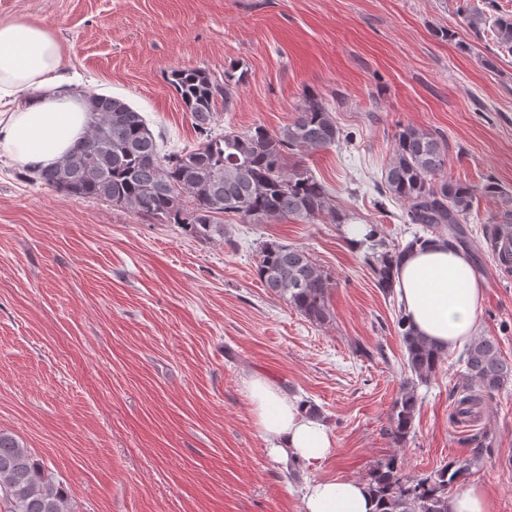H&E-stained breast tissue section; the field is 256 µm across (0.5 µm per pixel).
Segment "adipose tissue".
I'll list each match as a JSON object with an SVG mask.
<instances>
[{
    "instance_id": "ef3b65f1",
    "label": "adipose tissue",
    "mask_w": 512,
    "mask_h": 512,
    "mask_svg": "<svg viewBox=\"0 0 512 512\" xmlns=\"http://www.w3.org/2000/svg\"><path fill=\"white\" fill-rule=\"evenodd\" d=\"M62 44L52 27L23 18L0 20V151L35 173L54 165L83 136L91 115L84 96L60 74ZM405 317L422 336L452 350L476 327L483 288L467 254L437 240L407 254L395 274ZM248 393L258 425L277 458L311 464L333 441L325 425L261 376ZM303 512H374L364 483L314 478Z\"/></svg>"
}]
</instances>
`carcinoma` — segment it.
<instances>
[{"label": "carcinoma", "mask_w": 512, "mask_h": 512, "mask_svg": "<svg viewBox=\"0 0 512 512\" xmlns=\"http://www.w3.org/2000/svg\"><path fill=\"white\" fill-rule=\"evenodd\" d=\"M470 29L491 24L497 46L512 53V14L468 12ZM242 77L225 72L218 81L197 67L170 71L168 83L189 112L202 141L195 147L161 153L146 119L127 102L109 95L88 94L92 119L86 133L57 163L37 174L42 186L69 196L107 201L160 224H177L199 240L224 238V216L251 224L279 219L312 223L326 219L342 224L325 185L301 164L304 155L339 141L336 118L326 99L304 92L292 122L270 131L263 125L243 130L215 131L216 107L231 112ZM448 155L436 134L405 125L393 143L391 163L382 190L406 207L407 223L420 224L449 245L465 242L460 225L471 216L474 199L502 193L498 184L482 186L437 179ZM192 207L183 204V197ZM357 248H367V260L378 287L394 293L393 268L402 254L426 237L413 235L404 246L389 245L375 224ZM498 261L512 266V208L490 216L485 225ZM256 272L262 286L315 324L330 321V276L306 249L266 242L259 250ZM397 332L411 372L394 402L391 435L406 442L414 429L417 389L428 384L448 351L417 334L404 315ZM466 367L455 410L469 421L484 399L512 381V361L502 357L498 343L476 336L463 353ZM482 448L471 457L450 461L426 477L414 478L393 455L376 466L368 482L376 512H448V487L464 480L481 461ZM0 499L8 512H67V493L37 456L14 435L0 430Z\"/></svg>", "instance_id": "obj_1"}]
</instances>
